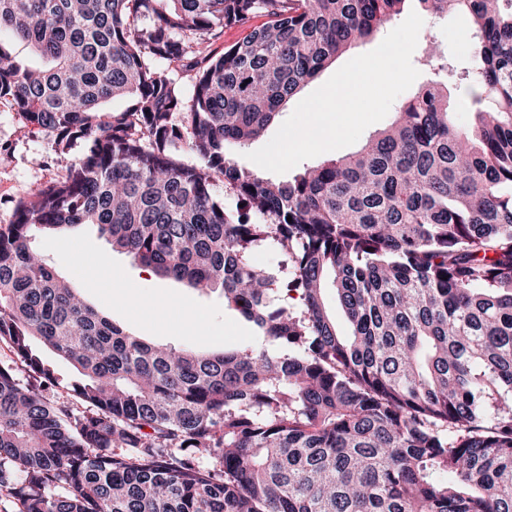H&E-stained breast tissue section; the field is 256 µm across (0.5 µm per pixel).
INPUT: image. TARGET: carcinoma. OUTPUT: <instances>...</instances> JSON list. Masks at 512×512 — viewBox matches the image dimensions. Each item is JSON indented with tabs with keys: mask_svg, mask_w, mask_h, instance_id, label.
I'll return each mask as SVG.
<instances>
[{
	"mask_svg": "<svg viewBox=\"0 0 512 512\" xmlns=\"http://www.w3.org/2000/svg\"><path fill=\"white\" fill-rule=\"evenodd\" d=\"M406 2L0 0V35L41 60L0 38V103L60 155L85 143L0 227V342L27 372L0 364V512H512V0H414L471 18L474 128L432 86L286 179L233 159ZM81 224L221 291L257 339L200 352L117 326L30 245ZM37 340L77 405L44 395ZM41 350L48 360L55 363L58 374L60 375V383L49 389L46 393V397L53 402L76 405V400L70 394L67 386L68 381L73 377L72 368L68 364L59 361L49 349L41 347Z\"/></svg>",
	"mask_w": 512,
	"mask_h": 512,
	"instance_id": "obj_1",
	"label": "carcinoma"
}]
</instances>
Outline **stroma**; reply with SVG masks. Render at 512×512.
Wrapping results in <instances>:
<instances>
[{
	"label": "stroma",
	"instance_id": "stroma-1",
	"mask_svg": "<svg viewBox=\"0 0 512 512\" xmlns=\"http://www.w3.org/2000/svg\"><path fill=\"white\" fill-rule=\"evenodd\" d=\"M432 41L439 44L447 70L439 72L424 65L423 54ZM472 41L473 30L466 17H425L412 55L420 75L414 89L400 94V101L412 98L415 88L437 81L447 86L449 109L458 121L475 124L474 107L457 86L460 74L473 67ZM1 146L9 154L0 160V225L9 223L15 199L61 179L72 158L83 150L78 144L69 154L57 155L51 132L29 134L20 116L0 105ZM33 247L85 300L145 339L175 347L188 342L198 350L212 347L216 336L238 343L254 339V329L225 306L221 291L202 292L156 275L129 254L114 250L96 225L38 234ZM200 308L208 311V319L193 323L191 315Z\"/></svg>",
	"mask_w": 512,
	"mask_h": 512
}]
</instances>
